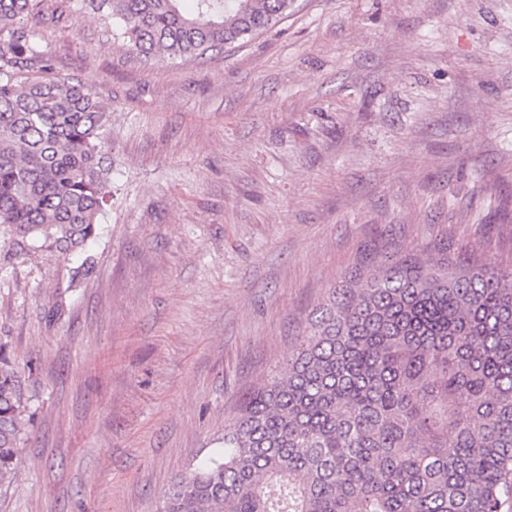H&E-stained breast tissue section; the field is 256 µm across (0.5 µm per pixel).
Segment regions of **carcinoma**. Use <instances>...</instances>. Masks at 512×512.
<instances>
[{"mask_svg": "<svg viewBox=\"0 0 512 512\" xmlns=\"http://www.w3.org/2000/svg\"><path fill=\"white\" fill-rule=\"evenodd\" d=\"M63 0L150 59L201 57L293 0ZM42 0H0V227L64 255L98 235L109 113L36 38ZM26 407L0 358V484ZM164 512H503L512 506V263L445 242L355 264L279 369L225 418L223 448Z\"/></svg>", "mask_w": 512, "mask_h": 512, "instance_id": "1", "label": "carcinoma"}]
</instances>
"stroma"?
Returning <instances> with one entry per match:
<instances>
[{
    "instance_id": "1",
    "label": "stroma",
    "mask_w": 512,
    "mask_h": 512,
    "mask_svg": "<svg viewBox=\"0 0 512 512\" xmlns=\"http://www.w3.org/2000/svg\"><path fill=\"white\" fill-rule=\"evenodd\" d=\"M35 24L111 112L87 264L0 233L30 422L0 512H161L366 257L512 258V0H294L203 58Z\"/></svg>"
}]
</instances>
